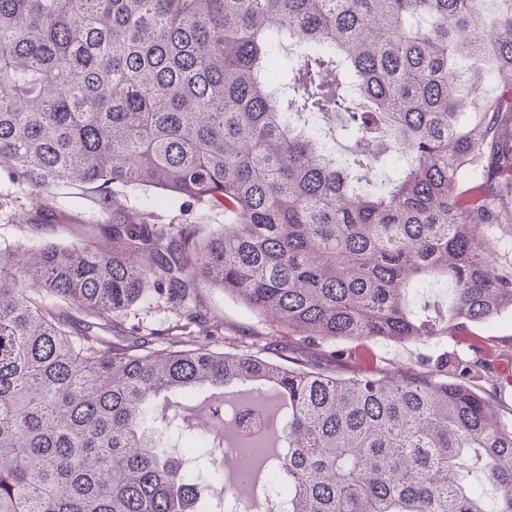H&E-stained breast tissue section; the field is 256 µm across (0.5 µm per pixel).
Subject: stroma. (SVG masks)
Returning a JSON list of instances; mask_svg holds the SVG:
<instances>
[{
	"mask_svg": "<svg viewBox=\"0 0 512 512\" xmlns=\"http://www.w3.org/2000/svg\"><path fill=\"white\" fill-rule=\"evenodd\" d=\"M31 194L13 185L7 171L0 170V245H31L37 242L67 243L79 237L86 221L97 210L91 193L59 187L45 193L46 216L39 226L27 224ZM131 215L162 226L178 224L222 225L223 210L174 197H158L151 192L134 190L129 201ZM197 306L209 321L199 333V341L208 349L223 352L238 350L258 352L273 345V359L280 363L301 360L324 369L339 368L357 373L373 367L397 376L406 369L427 370L469 354L467 345L449 337L417 339L403 342L360 340L351 342L355 359L337 362L338 342L311 344L287 329L261 318L243 303L216 287L202 288ZM180 320L178 311L163 298L146 293L123 314L116 317L106 335L114 345L127 344L131 334L148 336L155 333L176 335ZM481 345L497 355L493 368L476 371L473 386L505 413H512V315L473 328Z\"/></svg>",
	"mask_w": 512,
	"mask_h": 512,
	"instance_id": "35a3bbf8",
	"label": "stroma"
}]
</instances>
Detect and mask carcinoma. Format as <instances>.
<instances>
[{
	"label": "carcinoma",
	"mask_w": 512,
	"mask_h": 512,
	"mask_svg": "<svg viewBox=\"0 0 512 512\" xmlns=\"http://www.w3.org/2000/svg\"><path fill=\"white\" fill-rule=\"evenodd\" d=\"M482 2L0 0V162L100 207L77 242L0 247V512L239 503L215 440L166 410L244 385L288 397L258 488L285 487L288 512H512V417L468 383L489 358L452 381L344 375L196 336L205 284L313 343L467 336L512 312V0L493 20ZM465 58L493 94L460 98ZM129 189L224 225L133 219ZM147 292L179 335L113 347L102 332Z\"/></svg>",
	"instance_id": "carcinoma-1"
}]
</instances>
